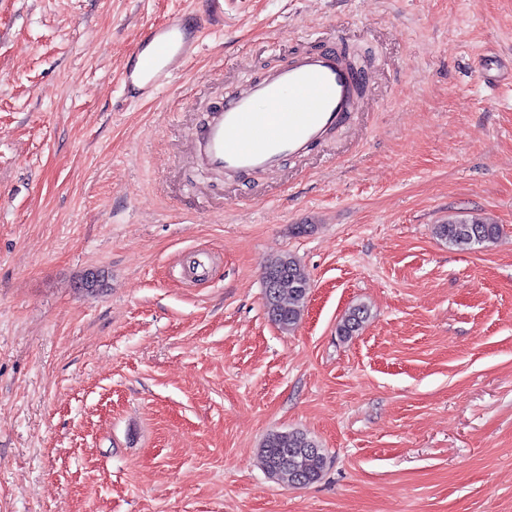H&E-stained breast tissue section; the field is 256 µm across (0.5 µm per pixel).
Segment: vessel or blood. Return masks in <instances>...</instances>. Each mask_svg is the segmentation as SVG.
I'll return each mask as SVG.
<instances>
[{
	"mask_svg": "<svg viewBox=\"0 0 512 512\" xmlns=\"http://www.w3.org/2000/svg\"><path fill=\"white\" fill-rule=\"evenodd\" d=\"M202 16L182 13L150 28L130 50L122 76L132 101L156 98L200 48ZM366 79L336 45L297 55L243 84L193 131L198 166L230 177L277 170L305 157L359 112Z\"/></svg>",
	"mask_w": 512,
	"mask_h": 512,
	"instance_id": "obj_1",
	"label": "vessel or blood"
}]
</instances>
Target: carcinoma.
I'll return each mask as SVG.
<instances>
[{"instance_id":"1","label":"carcinoma","mask_w":512,"mask_h":512,"mask_svg":"<svg viewBox=\"0 0 512 512\" xmlns=\"http://www.w3.org/2000/svg\"><path fill=\"white\" fill-rule=\"evenodd\" d=\"M435 235L459 250H471L476 245L497 239V224L456 215L445 224L434 227ZM275 283L264 291L265 308L271 320L284 332L299 323L309 294V280L300 262L292 255L279 256L264 267L263 284ZM367 316L363 306L348 310L336 327V332L348 338L358 332ZM269 476L293 487H304L318 481L327 466V455L319 444L300 431L272 432L261 446Z\"/></svg>"}]
</instances>
